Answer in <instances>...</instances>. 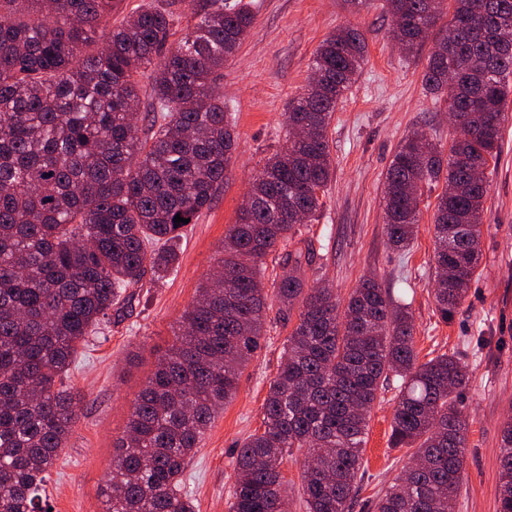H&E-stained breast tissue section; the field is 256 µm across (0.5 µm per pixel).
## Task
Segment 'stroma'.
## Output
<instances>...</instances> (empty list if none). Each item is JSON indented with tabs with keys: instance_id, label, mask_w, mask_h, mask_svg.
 <instances>
[{
	"instance_id": "stroma-1",
	"label": "stroma",
	"mask_w": 512,
	"mask_h": 512,
	"mask_svg": "<svg viewBox=\"0 0 512 512\" xmlns=\"http://www.w3.org/2000/svg\"><path fill=\"white\" fill-rule=\"evenodd\" d=\"M252 9V28L213 86L239 136L224 183L197 223L184 227L176 243L177 273L159 282L147 277L130 288L131 308L112 313L79 348L65 380L80 395L78 417L46 478V501L53 512H108L113 445L173 345L183 311L212 272L251 181L282 147L288 103L306 88L315 49L351 24L364 34L367 59L336 107L329 127L334 176L304 236L319 280L340 299L372 276L409 303L419 362L466 353L470 383L461 403L469 431L456 512H498L500 436L512 418V107L502 151L487 169L481 264L464 302L444 320L431 293L433 212L444 182L422 186L421 219L409 249L390 247L385 231L384 180L400 141L417 130L444 147L455 137L446 102L434 101L422 84L428 48L401 51L391 39L384 0H368L356 13L343 0H252ZM291 329L277 308L269 309L266 334L235 398L218 413L182 477L195 512H228L237 450L262 427L263 405ZM399 384L390 379L372 410L353 512H374L377 495L410 461L407 449L390 445Z\"/></svg>"
}]
</instances>
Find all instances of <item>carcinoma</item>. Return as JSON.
Masks as SVG:
<instances>
[{
  "instance_id": "1",
  "label": "carcinoma",
  "mask_w": 512,
  "mask_h": 512,
  "mask_svg": "<svg viewBox=\"0 0 512 512\" xmlns=\"http://www.w3.org/2000/svg\"><path fill=\"white\" fill-rule=\"evenodd\" d=\"M114 0H0V512H48L43 485L76 418L62 386L78 346L146 272L175 270L173 243L224 183L237 135L212 83L248 35L244 0H145L112 26ZM402 50L437 33L422 82L447 94L457 136L442 158L406 136L385 176L386 235L406 249L420 221L412 189L446 173L434 212L431 288L440 317L464 301L480 266L487 195L512 93V0H385ZM191 11L194 23L176 36ZM363 34L345 25L312 60L288 105V134L224 235L216 273L197 289L180 334L148 378L117 441L109 512H193L181 477L264 336L268 256L279 314L297 321L270 383L263 431L237 451L229 512H288L281 469L306 449L305 512H351L365 435L384 384L401 380L391 444L411 451L375 512H455L469 416L458 352L417 363L409 304L366 278L345 306L307 287L310 249L290 248L334 174L328 127L363 68ZM151 112L132 117L142 79ZM499 512H512V421L500 444Z\"/></svg>"
}]
</instances>
